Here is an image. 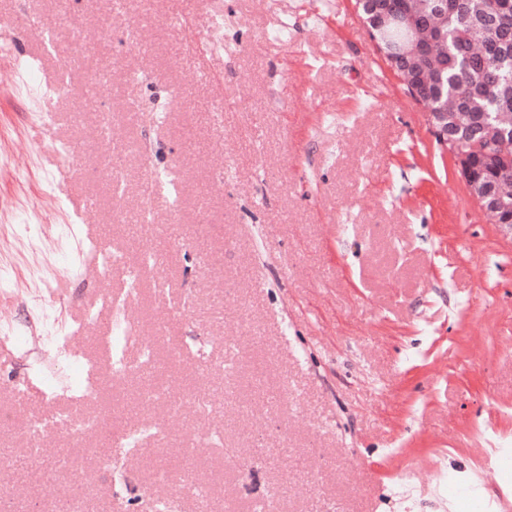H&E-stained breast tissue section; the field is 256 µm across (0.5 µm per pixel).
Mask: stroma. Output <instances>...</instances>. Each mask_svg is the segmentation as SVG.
Masks as SVG:
<instances>
[{
  "label": "stroma",
  "instance_id": "obj_1",
  "mask_svg": "<svg viewBox=\"0 0 512 512\" xmlns=\"http://www.w3.org/2000/svg\"><path fill=\"white\" fill-rule=\"evenodd\" d=\"M1 38L44 85L69 76L35 105L0 57V262L14 269L0 324L24 323L34 290L57 298L69 350L102 382L81 401L60 382L49 401L24 358L0 355L13 512H463L441 471L480 487V512H512V481L483 453L502 436L512 449V240L355 0H0ZM97 243L124 265L102 274ZM106 293L121 314L99 308ZM116 316L140 329L125 361L152 345L178 409L115 374L102 341ZM105 415L167 444L113 447L84 427ZM187 447L202 506L154 476Z\"/></svg>",
  "mask_w": 512,
  "mask_h": 512
}]
</instances>
